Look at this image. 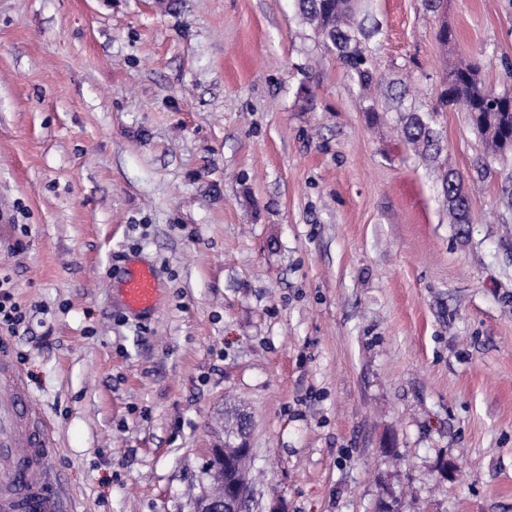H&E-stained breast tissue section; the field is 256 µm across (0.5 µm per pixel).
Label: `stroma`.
I'll return each mask as SVG.
<instances>
[{
	"mask_svg": "<svg viewBox=\"0 0 512 512\" xmlns=\"http://www.w3.org/2000/svg\"><path fill=\"white\" fill-rule=\"evenodd\" d=\"M363 8L369 95L295 0H0V343L73 512H194L230 406L249 512H512V154L436 112L453 224L399 131L459 59L512 92V0ZM437 179L452 223H470V200L468 194L463 190L459 177L451 170L440 168ZM461 190L462 193H460ZM121 282L125 305L129 311L146 313L154 308L158 281L150 265L128 270ZM25 314L20 306L13 302V296L7 289L0 290V328L6 327L14 333L23 324Z\"/></svg>",
	"mask_w": 512,
	"mask_h": 512,
	"instance_id": "1",
	"label": "stroma"
}]
</instances>
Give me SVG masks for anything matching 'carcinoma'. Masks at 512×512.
I'll return each mask as SVG.
<instances>
[{
	"label": "carcinoma",
	"instance_id": "carcinoma-1",
	"mask_svg": "<svg viewBox=\"0 0 512 512\" xmlns=\"http://www.w3.org/2000/svg\"><path fill=\"white\" fill-rule=\"evenodd\" d=\"M303 21L322 36L336 53L344 69L358 84L366 88L376 79L362 41L376 35L378 26L369 28L358 19L357 0H298ZM476 65L459 62L448 69V97L439 102L442 108L461 107L470 115L473 129L481 137L491 157L502 155L512 147V101L503 103L488 97V88L476 78ZM401 132L409 145L424 159H434L441 151L433 116L429 112H403L399 117ZM448 216L454 224L470 223V200L463 192L459 177L446 168L437 176ZM242 412L228 414L224 436L229 438L224 468L247 470L248 454L235 448L234 421Z\"/></svg>",
	"mask_w": 512,
	"mask_h": 512
}]
</instances>
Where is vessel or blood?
<instances>
[{
    "instance_id": "obj_1",
    "label": "vessel or blood",
    "mask_w": 512,
    "mask_h": 512,
    "mask_svg": "<svg viewBox=\"0 0 512 512\" xmlns=\"http://www.w3.org/2000/svg\"><path fill=\"white\" fill-rule=\"evenodd\" d=\"M127 309L151 311L158 281L145 265L122 278ZM54 434L8 352L0 350V512H62L63 495L47 461Z\"/></svg>"
}]
</instances>
